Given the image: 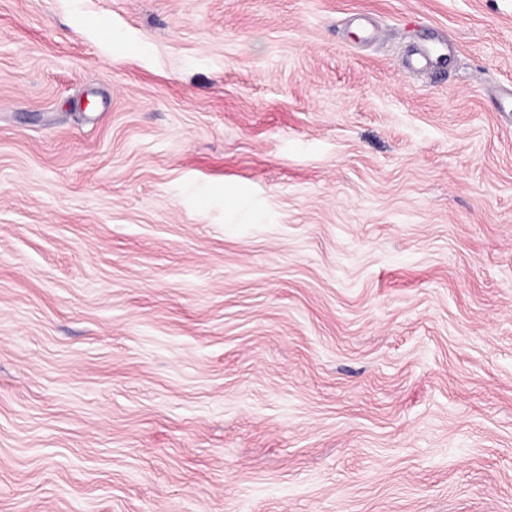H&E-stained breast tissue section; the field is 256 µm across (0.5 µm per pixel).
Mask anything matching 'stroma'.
Wrapping results in <instances>:
<instances>
[{"mask_svg": "<svg viewBox=\"0 0 512 512\" xmlns=\"http://www.w3.org/2000/svg\"><path fill=\"white\" fill-rule=\"evenodd\" d=\"M511 96L512 0H0V512H512Z\"/></svg>", "mask_w": 512, "mask_h": 512, "instance_id": "1", "label": "stroma"}]
</instances>
